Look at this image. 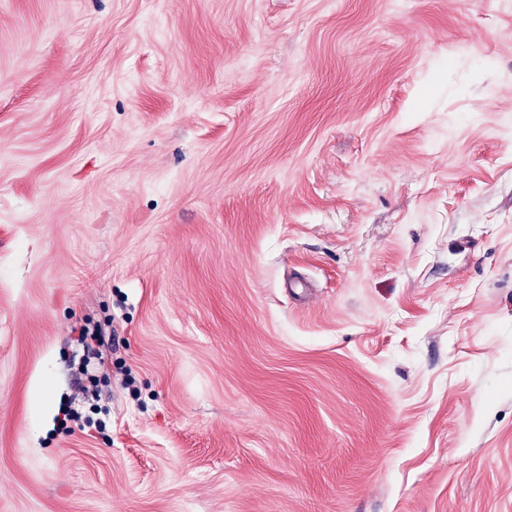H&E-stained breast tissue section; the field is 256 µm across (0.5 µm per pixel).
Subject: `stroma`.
<instances>
[{
	"mask_svg": "<svg viewBox=\"0 0 512 512\" xmlns=\"http://www.w3.org/2000/svg\"><path fill=\"white\" fill-rule=\"evenodd\" d=\"M0 512H512V0H0Z\"/></svg>",
	"mask_w": 512,
	"mask_h": 512,
	"instance_id": "1",
	"label": "stroma"
}]
</instances>
